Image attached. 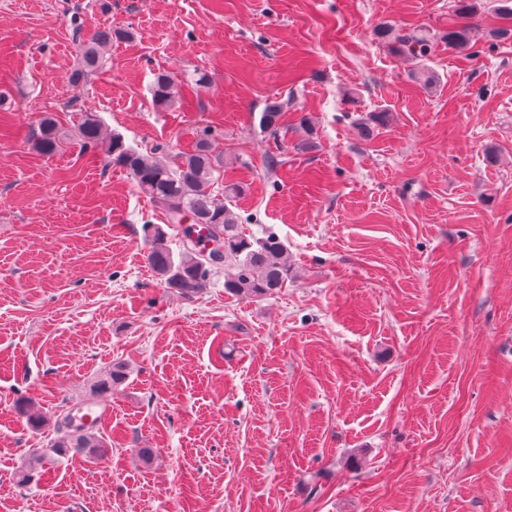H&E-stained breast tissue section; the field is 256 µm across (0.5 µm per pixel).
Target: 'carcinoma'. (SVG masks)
Listing matches in <instances>:
<instances>
[{"label": "carcinoma", "instance_id": "cac0c4a2", "mask_svg": "<svg viewBox=\"0 0 512 512\" xmlns=\"http://www.w3.org/2000/svg\"><path fill=\"white\" fill-rule=\"evenodd\" d=\"M475 0H454L456 25L448 28L442 40L459 51L473 48L471 44V19L475 15ZM376 36L389 43L392 51L403 57L422 60L428 57L434 44L430 36L413 30L395 33L381 25ZM132 32L125 29L104 28L96 36L80 44V61L70 73L69 81L79 84L106 66V54L112 43L129 40ZM210 79L207 73L195 70L180 75L159 70L153 75L150 94L153 105L169 110L181 100L184 85L205 87ZM283 105L279 100L270 101L261 113V131L276 135L280 131ZM74 139L84 153L103 159L108 167H117L130 175L136 189L160 211L167 224L181 229L182 237L189 236V224H203L208 236L224 241L223 263L231 270L224 274V292L240 298L271 296L286 287L293 278L288 262V250L274 233L261 237L247 235L238 224L230 208L232 199L243 191L238 183L227 184L224 174L211 153L215 140L214 130L204 126L196 131V144L174 164L155 149L143 153L126 143L123 135L108 129L97 115L85 112L75 127ZM26 140L41 155L59 153L68 134L62 131L55 118L46 114L36 119L26 133ZM148 242L146 259L164 286L190 300L210 286L214 267L207 263L202 248L189 241L181 242L179 254H173L166 231L158 224L144 228ZM127 377L123 361L108 365L97 381L96 389L102 393L112 391ZM19 414L28 425L41 429L45 416L33 405L17 406ZM73 410L66 411L55 422L54 438L44 448L32 452L28 461L19 467L20 481L30 483L37 476L36 465L46 458L80 457L93 463L107 455L106 438L75 423Z\"/></svg>", "mask_w": 512, "mask_h": 512}]
</instances>
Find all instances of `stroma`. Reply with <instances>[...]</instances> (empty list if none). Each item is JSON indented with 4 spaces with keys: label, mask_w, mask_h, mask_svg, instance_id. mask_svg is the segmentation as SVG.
I'll return each instance as SVG.
<instances>
[{
    "label": "stroma",
    "mask_w": 512,
    "mask_h": 512,
    "mask_svg": "<svg viewBox=\"0 0 512 512\" xmlns=\"http://www.w3.org/2000/svg\"><path fill=\"white\" fill-rule=\"evenodd\" d=\"M111 2L0 0V512H512V21L497 0H476L470 54L440 40L453 0ZM382 23L429 32L434 52L393 55ZM109 26L133 40L69 84L80 40ZM197 68L210 87L153 108L155 72ZM273 98L276 137L259 127ZM83 111L172 158L213 127L244 187L233 212L288 247L287 287L241 299L219 271L191 301L165 288L145 259L161 218L126 172L26 141L42 113L70 131ZM115 360L129 374L104 398L108 455L18 483L51 431L17 403L55 421L61 401L94 402Z\"/></svg>",
    "instance_id": "obj_1"
}]
</instances>
